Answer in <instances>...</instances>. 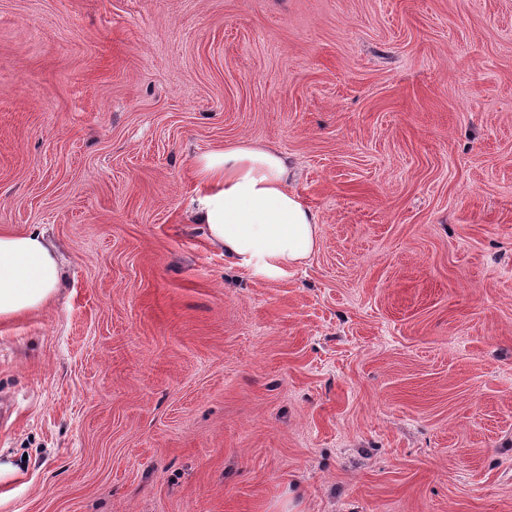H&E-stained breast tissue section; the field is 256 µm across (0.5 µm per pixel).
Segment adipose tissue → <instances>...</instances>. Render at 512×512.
Returning a JSON list of instances; mask_svg holds the SVG:
<instances>
[{
	"mask_svg": "<svg viewBox=\"0 0 512 512\" xmlns=\"http://www.w3.org/2000/svg\"><path fill=\"white\" fill-rule=\"evenodd\" d=\"M190 216L209 243L251 276L273 280L309 258L319 218L289 185L287 159L253 141L198 156ZM59 260L38 230L0 232V320L43 307L60 287Z\"/></svg>",
	"mask_w": 512,
	"mask_h": 512,
	"instance_id": "adipose-tissue-1",
	"label": "adipose tissue"
}]
</instances>
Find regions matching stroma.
I'll return each instance as SVG.
<instances>
[{"label":"stroma","instance_id":"35a3bbf8","mask_svg":"<svg viewBox=\"0 0 512 512\" xmlns=\"http://www.w3.org/2000/svg\"><path fill=\"white\" fill-rule=\"evenodd\" d=\"M248 140L286 276L189 220ZM0 512H512V0H0ZM199 185L191 220L209 243L251 276L278 279L309 258L319 218L289 186L287 159L253 141H238L195 159ZM61 281L59 260L42 233L0 232V320L43 307Z\"/></svg>","mask_w":512,"mask_h":512}]
</instances>
